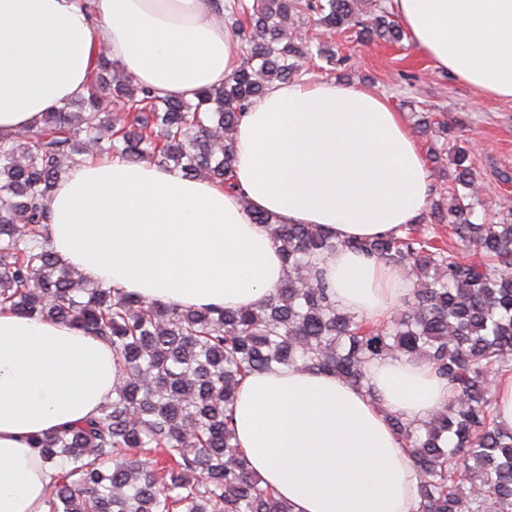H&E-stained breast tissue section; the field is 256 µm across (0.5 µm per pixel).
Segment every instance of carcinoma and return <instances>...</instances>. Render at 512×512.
Segmentation results:
<instances>
[{
    "mask_svg": "<svg viewBox=\"0 0 512 512\" xmlns=\"http://www.w3.org/2000/svg\"><path fill=\"white\" fill-rule=\"evenodd\" d=\"M218 13L242 62L195 99L159 98L101 56L86 94L43 113L40 125L0 137V309L73 326L108 340L121 377L99 415L32 440L57 470L46 512H290L248 468L234 409L250 374L306 367L370 391L367 366L387 356L419 361L448 384V402L423 420L390 417L416 472V512H512V430L496 420L487 374L512 373V209L473 221L474 154L432 149L454 166L448 223L455 244L406 224L371 240L336 239L319 224H283L247 209L278 248L283 274L255 308H191L104 288L60 262L44 234L59 178L85 154L153 162L233 188L235 131L244 112L300 61L336 54L314 22L361 43L408 38L377 0H224ZM341 248L407 271L409 308L374 322L336 304L322 277ZM481 255L478 262L461 256Z\"/></svg>",
    "mask_w": 512,
    "mask_h": 512,
    "instance_id": "carcinoma-1",
    "label": "carcinoma"
}]
</instances>
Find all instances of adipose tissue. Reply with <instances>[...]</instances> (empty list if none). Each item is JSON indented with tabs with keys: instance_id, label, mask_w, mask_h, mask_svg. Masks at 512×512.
Segmentation results:
<instances>
[{
	"instance_id": "obj_1",
	"label": "adipose tissue",
	"mask_w": 512,
	"mask_h": 512,
	"mask_svg": "<svg viewBox=\"0 0 512 512\" xmlns=\"http://www.w3.org/2000/svg\"><path fill=\"white\" fill-rule=\"evenodd\" d=\"M415 46L485 96L512 99V0H393ZM162 98L191 99L240 63L215 0H0V135L85 93L100 56ZM237 192L150 162L84 156L57 182L45 233L60 260L102 286L187 307L251 308L282 258L247 211L374 238L415 221L429 195L423 154L374 91L332 79L271 85L235 133ZM324 277L337 304L371 320L402 294L395 269L347 249ZM119 366L111 344L0 311V512H44L52 468L38 434L96 415ZM368 389L306 368L247 376L236 439L290 512H412L415 470L390 416L427 417L448 386L387 357Z\"/></svg>"
}]
</instances>
